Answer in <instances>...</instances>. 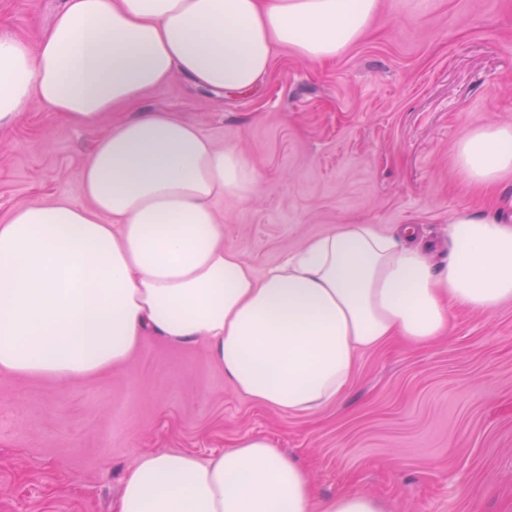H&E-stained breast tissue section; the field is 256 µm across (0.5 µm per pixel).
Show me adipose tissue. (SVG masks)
Wrapping results in <instances>:
<instances>
[{"label":"adipose tissue","instance_id":"ef3b65f1","mask_svg":"<svg viewBox=\"0 0 512 512\" xmlns=\"http://www.w3.org/2000/svg\"><path fill=\"white\" fill-rule=\"evenodd\" d=\"M378 0H64L29 49L0 32V127L39 106L90 127L180 74L249 91L275 48L335 59ZM469 182L512 174V126L458 144ZM85 204L40 200L0 222V369L61 382L123 366L144 336L204 346L241 397L314 413L349 388L361 353L425 344L450 311L512 300V223L469 210L435 263L415 226L343 224L264 274L224 242L215 204L251 197L252 167L178 113L112 123L79 172ZM307 469L256 434L202 458L141 454L115 512H310Z\"/></svg>","mask_w":512,"mask_h":512}]
</instances>
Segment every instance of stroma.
Wrapping results in <instances>:
<instances>
[{
  "label": "stroma",
  "instance_id": "1",
  "mask_svg": "<svg viewBox=\"0 0 512 512\" xmlns=\"http://www.w3.org/2000/svg\"><path fill=\"white\" fill-rule=\"evenodd\" d=\"M63 0H0V29L35 46ZM175 112L254 168L248 199L224 197V241L264 273L340 224L442 240L470 208L512 216L454 165L460 139L512 125V0H380L336 59L276 50L262 83L213 92L181 76L140 109ZM103 126L25 113L0 129V220L40 199L81 202L79 171ZM263 434L309 471L318 497L372 493L388 512H512V301L456 310L446 337L362 355L349 390L316 413L238 396L205 349L145 337L121 368L60 382L0 370V512H113L141 453L206 457Z\"/></svg>",
  "mask_w": 512,
  "mask_h": 512
}]
</instances>
